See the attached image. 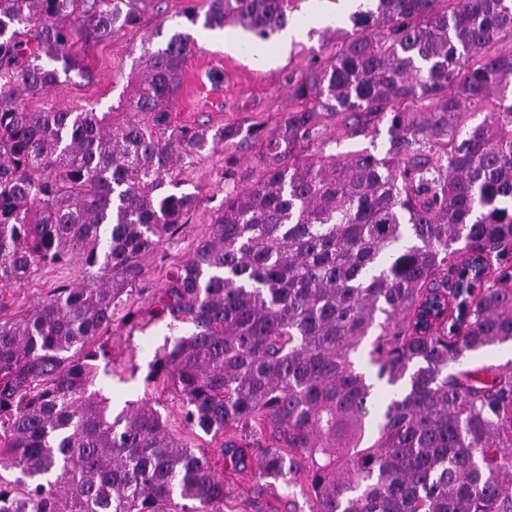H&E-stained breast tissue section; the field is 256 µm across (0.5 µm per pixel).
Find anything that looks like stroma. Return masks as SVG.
I'll return each mask as SVG.
<instances>
[{
	"mask_svg": "<svg viewBox=\"0 0 512 512\" xmlns=\"http://www.w3.org/2000/svg\"><path fill=\"white\" fill-rule=\"evenodd\" d=\"M193 5V0H160L140 27L122 30L107 39L78 42L85 73L60 75L48 96H23V105L30 112L42 111L50 102L77 111H108L130 82L132 64L140 54L144 37L152 36L154 45L162 46L173 33L185 32L194 37L195 45L176 90L172 125H200L214 130L227 124H258L268 130L288 109L290 78L299 76L312 57L333 55L342 30L350 26L335 0H295L288 24L298 29V36L289 45L276 41L259 53L252 46V37L232 25L219 30L216 38L202 39V26L191 25L185 17ZM317 10L327 17V24H311L310 18ZM376 130L378 135L374 138L366 132L355 135L339 118L330 117L321 124L310 151L329 155L361 149L373 140L384 143L386 124H378ZM185 178L183 189L196 193L197 206L185 215L177 234L162 240L158 250L146 258L144 274L129 294L133 308L148 309L167 276L189 256L198 241L208 236L211 220L224 202L223 150L203 151L195 157ZM79 276L80 269L75 264L46 266L28 280L8 285L7 305L0 308V323L18 318L54 288L74 284ZM184 332V325L172 329L163 321L141 330L120 323L113 325L112 355L125 364L126 370L99 379L113 408H122L126 401L147 393L162 416H179L178 394L163 387L146 391L144 378L166 338ZM247 466V472L230 475L224 512H311V504L301 496L298 486L282 479L265 485L253 474L255 459H248Z\"/></svg>",
	"mask_w": 512,
	"mask_h": 512,
	"instance_id": "stroma-1",
	"label": "stroma"
}]
</instances>
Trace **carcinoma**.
<instances>
[{
	"label": "carcinoma",
	"instance_id": "cac0c4a2",
	"mask_svg": "<svg viewBox=\"0 0 512 512\" xmlns=\"http://www.w3.org/2000/svg\"><path fill=\"white\" fill-rule=\"evenodd\" d=\"M376 0L336 54L290 81L269 131L171 127L193 40L141 44L108 112H29L80 40L139 25L155 0H0V283L80 265L0 324V512H224V463L302 475L314 512H512V0ZM290 0H201L266 42ZM487 111L467 124L469 115ZM389 122V146L307 154L328 117ZM223 145L224 205L152 298L147 322L189 326L144 378L181 397V426L232 431L196 454L149 396L117 414L90 391L143 260L195 207L186 159ZM252 153L241 169L237 152ZM388 386L383 408L351 354ZM82 353L73 360L70 351Z\"/></svg>",
	"mask_w": 512,
	"mask_h": 512
}]
</instances>
